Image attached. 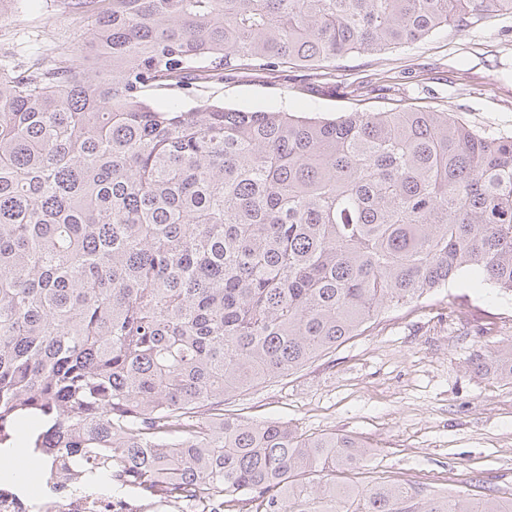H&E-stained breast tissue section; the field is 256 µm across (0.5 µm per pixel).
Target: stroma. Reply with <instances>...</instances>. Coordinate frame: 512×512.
<instances>
[{"label": "stroma", "instance_id": "1", "mask_svg": "<svg viewBox=\"0 0 512 512\" xmlns=\"http://www.w3.org/2000/svg\"><path fill=\"white\" fill-rule=\"evenodd\" d=\"M91 40L85 14L62 0H14L0 15V67L45 69L60 49L85 50ZM165 99L185 109L206 103L325 118L413 102L512 135V16L338 58L324 79L302 68L278 78L248 72L153 102ZM474 280L463 272L435 294L386 310L306 366L237 396L229 413L358 437L372 448L354 477L361 485L390 480L452 496L512 497V385L468 362L473 351L512 342V297Z\"/></svg>", "mask_w": 512, "mask_h": 512}]
</instances>
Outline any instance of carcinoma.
<instances>
[{"label": "carcinoma", "instance_id": "cac0c4a2", "mask_svg": "<svg viewBox=\"0 0 512 512\" xmlns=\"http://www.w3.org/2000/svg\"><path fill=\"white\" fill-rule=\"evenodd\" d=\"M67 4L95 55L0 69V448L198 512H512L353 485L358 438L224 414L465 269L512 296V136L414 107L150 102L461 31L512 0ZM471 364L512 384V344Z\"/></svg>", "mask_w": 512, "mask_h": 512}]
</instances>
